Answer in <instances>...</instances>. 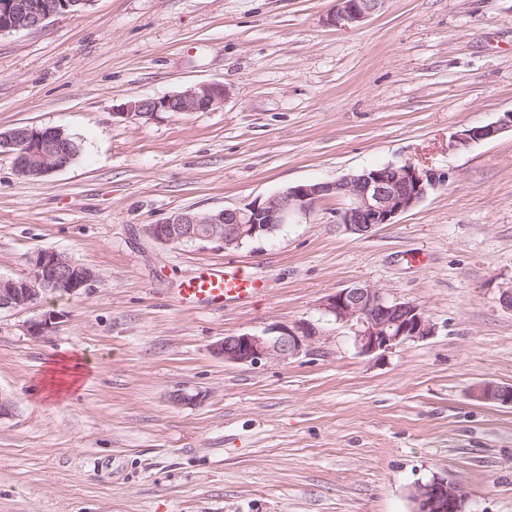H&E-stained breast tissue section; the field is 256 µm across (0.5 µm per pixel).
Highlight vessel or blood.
Listing matches in <instances>:
<instances>
[{"instance_id": "b4317fda", "label": "vessel or blood", "mask_w": 512, "mask_h": 512, "mask_svg": "<svg viewBox=\"0 0 512 512\" xmlns=\"http://www.w3.org/2000/svg\"><path fill=\"white\" fill-rule=\"evenodd\" d=\"M265 292V281L233 262L202 267L182 280L176 290L179 306L221 310L230 303L247 304Z\"/></svg>"}]
</instances>
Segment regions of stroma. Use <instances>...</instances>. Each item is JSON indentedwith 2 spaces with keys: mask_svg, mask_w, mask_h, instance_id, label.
<instances>
[{
  "mask_svg": "<svg viewBox=\"0 0 512 512\" xmlns=\"http://www.w3.org/2000/svg\"><path fill=\"white\" fill-rule=\"evenodd\" d=\"M334 0H93L0 36V131L57 127L82 150L20 175L0 150V276L55 250L93 288L0 312V512H411L439 475L468 512H512V131L455 133L512 111V0H387L360 26ZM223 84L206 112L119 118L122 105ZM412 163L447 180L368 235L342 200L238 249L162 246L141 228L239 207L301 183ZM235 261L264 295L221 311L177 305L205 264ZM383 289L436 322L430 339L363 356L320 322L332 292ZM55 312L49 333L29 322ZM321 325L309 353L230 364L212 345ZM75 359L57 393L50 369ZM200 394L177 405L176 391ZM508 128L512 130V112L505 113L497 122L460 131L453 137V142L455 146L466 147L473 143L493 139ZM470 394L471 397L479 401L512 405V387L480 382L471 388Z\"/></svg>",
  "mask_w": 512,
  "mask_h": 512,
  "instance_id": "obj_1",
  "label": "stroma"
}]
</instances>
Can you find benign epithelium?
<instances>
[{
    "label": "benign epithelium",
    "instance_id": "obj_1",
    "mask_svg": "<svg viewBox=\"0 0 512 512\" xmlns=\"http://www.w3.org/2000/svg\"><path fill=\"white\" fill-rule=\"evenodd\" d=\"M94 0H39L27 6L18 0H0V35L36 29L57 15L73 14ZM387 0H335L328 23L353 28L380 11ZM224 86L200 84L160 98L134 99L114 116L128 121L150 120L160 112H206L224 101ZM512 129V112L499 121L464 129L453 137L457 146L495 138ZM0 148L13 152L17 171L41 177L68 167L73 157L60 128H12L0 132ZM446 181V175L414 164L366 168L334 182L302 183L265 199L209 213L180 212L159 224H147L142 232L154 242H211L224 248H240L269 237L280 225L307 217L317 204L334 196L345 200L336 211V223L350 233L366 235L380 224L416 207L428 193ZM32 276L27 279L0 277V311L26 309L46 292L75 295L94 286L96 272L76 264L65 254L38 250L29 257ZM322 319L342 324L352 332L355 349L363 356L384 355L407 344L424 341L437 333V324L417 304L389 297L372 287H350L329 295L320 306ZM54 312L42 315L28 326L33 337L45 335L56 324ZM320 330L310 323L296 328L271 327L261 333L231 334L213 345V353L226 363L259 365L268 360L286 361L307 351ZM471 397L479 401L512 405V387L490 382L475 384ZM410 499L413 512H456L466 500L463 487L436 476L414 485Z\"/></svg>",
    "mask_w": 512,
    "mask_h": 512
}]
</instances>
